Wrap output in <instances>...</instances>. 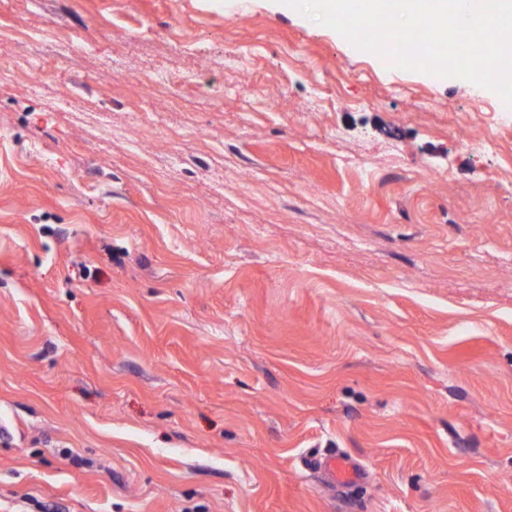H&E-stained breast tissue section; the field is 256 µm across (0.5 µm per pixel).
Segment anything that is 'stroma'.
I'll return each mask as SVG.
<instances>
[{
    "mask_svg": "<svg viewBox=\"0 0 512 512\" xmlns=\"http://www.w3.org/2000/svg\"><path fill=\"white\" fill-rule=\"evenodd\" d=\"M496 100L278 0H0V512H512ZM312 468L327 475L332 482L350 486L358 482V471L350 460L336 456L326 455L315 459L311 463Z\"/></svg>",
    "mask_w": 512,
    "mask_h": 512,
    "instance_id": "obj_1",
    "label": "stroma"
}]
</instances>
